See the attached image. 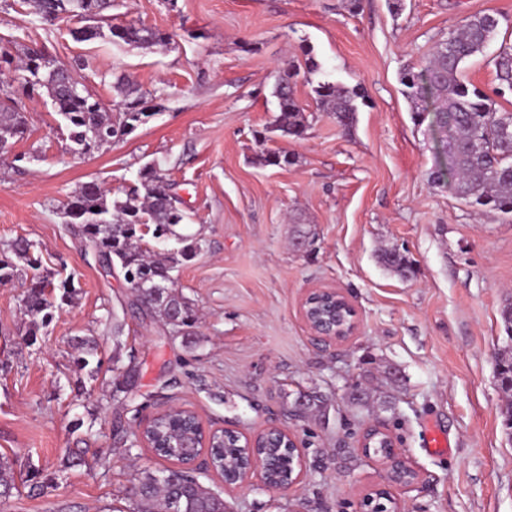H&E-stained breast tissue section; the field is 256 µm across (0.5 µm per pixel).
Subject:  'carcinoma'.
I'll list each match as a JSON object with an SVG mask.
<instances>
[{
    "mask_svg": "<svg viewBox=\"0 0 512 512\" xmlns=\"http://www.w3.org/2000/svg\"><path fill=\"white\" fill-rule=\"evenodd\" d=\"M31 12L42 22L51 24L57 19L80 16L86 21H102L112 8L110 0H26ZM500 18L489 13H477L447 40L432 51L427 64L418 71L402 74L403 95L410 102L415 118L427 113L431 122L451 126L453 146L447 169L434 172L438 181L447 180L455 195L474 205L488 206L504 214H512V115L496 112L492 104L476 87L460 80L464 64L481 54L496 36ZM75 39L87 41L108 38L125 45L150 49L165 46L173 34L145 25L130 23L115 33L105 32L101 26H88L73 32ZM496 65L499 77L512 89V52L500 53ZM37 70L39 80L32 90L42 91L59 116V127L68 132L70 154L83 159L106 147L96 145L93 133L98 129L112 130V137L123 136L144 123L152 113L145 111L137 88L117 76L112 88L121 96L116 103L118 111L112 118L104 117L96 107V99L85 91L74 95L66 88L65 77L81 80L77 63L73 69L56 65L40 47L28 49L24 71ZM292 78L286 73L277 81L274 95L278 100V114L272 131L285 136L300 137L306 130V118L290 87L282 83ZM321 111L333 116L336 124L348 130L356 120V88L339 83L320 82L313 88ZM27 119L14 93L7 90L0 99V143L22 137ZM177 197L160 167L152 165L138 173V185L119 196L98 185H85L71 197L64 207L71 210L68 223L75 226L94 250L99 264L119 267L124 276L139 280L143 297L136 305L161 318L177 333L190 336L198 317L193 304L175 291L174 272L192 260L201 248L200 239L193 235L168 236L167 232L189 219L187 213L171 204ZM151 241H146V238ZM178 247H169L170 241ZM15 259L0 257V282L11 279L17 272L16 261H22L32 270L24 304L43 320L53 319L55 310L72 298L75 292V274L70 273L59 284H54L56 273L41 268L35 257V246L27 240L7 245ZM379 262L393 273L407 278L412 273L411 262L395 249H383ZM500 318L509 343L498 354L495 376L512 371V303L503 306ZM200 420L186 414L180 423L167 415L153 418L150 428L161 444L184 435L196 436ZM218 473L229 477L236 473L239 462L248 449L243 440L230 435L214 436L208 448ZM264 455L279 461L270 472V479L283 482L294 472L297 452L273 439L263 448ZM16 488L13 464L0 458V498L10 497ZM129 512H225L224 498L202 485L190 472L172 467L156 472H143L133 483Z\"/></svg>",
    "mask_w": 512,
    "mask_h": 512,
    "instance_id": "1",
    "label": "carcinoma"
}]
</instances>
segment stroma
I'll use <instances>...</instances> for the list:
<instances>
[{
    "label": "stroma",
    "instance_id": "stroma-1",
    "mask_svg": "<svg viewBox=\"0 0 512 512\" xmlns=\"http://www.w3.org/2000/svg\"><path fill=\"white\" fill-rule=\"evenodd\" d=\"M479 12L505 16L495 42L462 71L465 81L512 113L494 58L512 48V0H116L112 20L173 33L149 50L75 41L69 19L47 25L20 0H0V37L17 54L46 44L55 61H82L86 88L112 103V76L144 93L152 116L82 160L44 97L26 103L28 131L0 150V246L33 241L46 266L79 279L50 323L34 326L27 281L0 283V457L14 463L16 490L0 512H124L133 479L168 462L145 448L124 451L115 429L170 407L209 428L248 434L280 425L296 435L308 475L288 491L258 482L228 490L211 471L228 512H361L364 489L382 483L361 440L387 429L420 474L401 494L404 512H512V437L503 424L495 363L512 303V218L466 203L433 180L439 157L429 122H415L401 73ZM293 74L308 118L303 136L269 131L273 88ZM359 87L356 120L341 131L320 111L313 86ZM288 154L285 166L261 154ZM29 162L16 163V155ZM158 164L175 183L201 241L176 273V289L199 321L193 341L133 306L119 274L66 226L63 206L88 181L113 193ZM397 248L413 264L403 278L378 251ZM343 291L358 330L326 345L302 317L305 295ZM124 317L113 341L107 315ZM97 343L98 373L79 368L72 337ZM129 373L126 396H114ZM368 405L351 395L354 386ZM324 396L320 413L295 414L299 394ZM451 443L430 450L432 430ZM81 465L66 469L69 449Z\"/></svg>",
    "mask_w": 512,
    "mask_h": 512
}]
</instances>
